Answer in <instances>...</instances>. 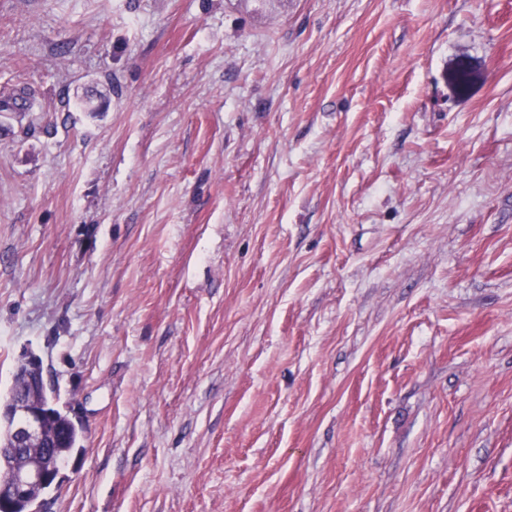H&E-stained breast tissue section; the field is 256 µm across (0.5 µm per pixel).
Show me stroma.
<instances>
[{"label":"stroma","mask_w":512,"mask_h":512,"mask_svg":"<svg viewBox=\"0 0 512 512\" xmlns=\"http://www.w3.org/2000/svg\"><path fill=\"white\" fill-rule=\"evenodd\" d=\"M1 87L34 512H512V0H0ZM47 405L46 424L43 409ZM42 401L36 396L21 395L8 403L0 404V421L8 420L13 423L15 445L14 454L23 452L24 459L20 465H14L13 483L10 489V499H4L0 489V512H18L20 504L25 502L35 487L46 485L52 478L55 469L43 459L47 458L53 448L52 460L62 459L76 448L80 447L81 428L67 413L57 405V392L53 385L47 390ZM46 436V445L42 448ZM33 491L29 497L31 507L34 502L48 489Z\"/></svg>","instance_id":"stroma-1"}]
</instances>
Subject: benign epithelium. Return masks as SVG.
I'll return each mask as SVG.
<instances>
[{
  "mask_svg": "<svg viewBox=\"0 0 512 512\" xmlns=\"http://www.w3.org/2000/svg\"><path fill=\"white\" fill-rule=\"evenodd\" d=\"M17 371L28 380L39 375L43 383H48L42 362L34 356L19 362ZM43 409L42 401L32 395H21L6 405L0 404V421L6 419L13 423L15 452L23 453L21 463L14 466L10 498H4L0 492V512H18L31 490L46 485L55 472L54 467L44 461L51 449L43 447Z\"/></svg>",
  "mask_w": 512,
  "mask_h": 512,
  "instance_id": "obj_1",
  "label": "benign epithelium"
}]
</instances>
